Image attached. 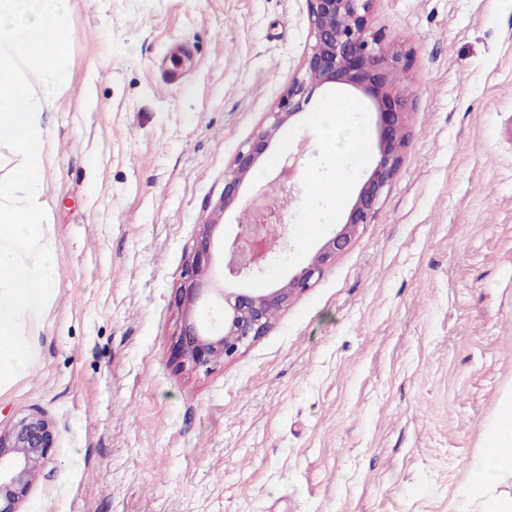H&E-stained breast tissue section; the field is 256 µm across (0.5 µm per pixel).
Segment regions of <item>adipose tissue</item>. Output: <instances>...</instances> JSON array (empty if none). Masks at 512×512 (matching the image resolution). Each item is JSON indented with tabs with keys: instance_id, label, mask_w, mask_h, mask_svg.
Here are the masks:
<instances>
[{
	"instance_id": "obj_1",
	"label": "adipose tissue",
	"mask_w": 512,
	"mask_h": 512,
	"mask_svg": "<svg viewBox=\"0 0 512 512\" xmlns=\"http://www.w3.org/2000/svg\"><path fill=\"white\" fill-rule=\"evenodd\" d=\"M321 130L326 155L343 160L348 150L361 149L364 133L350 118L343 99L330 101L313 115ZM512 480V394L508 395L484 437V448L467 470L464 486L469 498L480 496L496 482Z\"/></svg>"
}]
</instances>
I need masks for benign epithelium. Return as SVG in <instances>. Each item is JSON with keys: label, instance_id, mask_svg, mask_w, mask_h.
I'll list each match as a JSON object with an SVG mask.
<instances>
[{"label": "benign epithelium", "instance_id": "benign-epithelium-1", "mask_svg": "<svg viewBox=\"0 0 512 512\" xmlns=\"http://www.w3.org/2000/svg\"><path fill=\"white\" fill-rule=\"evenodd\" d=\"M314 44L301 64L302 76L293 79L282 96L273 121L260 127L236 153L224 175V194L212 218L201 225L194 252L186 261L178 288L177 306L183 322L177 346L197 366L233 357L247 343L270 328L274 317L309 288L351 243L361 226L370 223L380 198L397 174L408 143L406 99L397 89L396 76L405 68L398 53H388L380 38L369 34L371 0H308ZM334 85L357 89L379 116L378 160L362 182L341 229L290 278L269 288L242 284L269 273L279 262L268 241L253 234V224L264 213L249 211L237 224L229 258L219 247L220 219L234 206L246 177L266 153L272 140L292 128L309 90ZM224 287H215L216 279ZM53 445L49 422L39 414L26 415L0 430V512H19L32 481Z\"/></svg>", "mask_w": 512, "mask_h": 512}]
</instances>
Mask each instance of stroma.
I'll use <instances>...</instances> for the list:
<instances>
[{
	"label": "stroma",
	"instance_id": "35a3bbf8",
	"mask_svg": "<svg viewBox=\"0 0 512 512\" xmlns=\"http://www.w3.org/2000/svg\"><path fill=\"white\" fill-rule=\"evenodd\" d=\"M68 81L44 113L56 281L0 428L54 444L20 512H488L461 496L512 392V4L372 0L405 55L408 144L370 224L233 358L178 355L182 269L237 151L313 43L308 0H70ZM313 91L274 139L308 160L284 196L259 165L222 222L287 197L271 244L297 273L344 224L378 157L377 113L340 208L314 194ZM316 228H309L310 219Z\"/></svg>",
	"mask_w": 512,
	"mask_h": 512
}]
</instances>
